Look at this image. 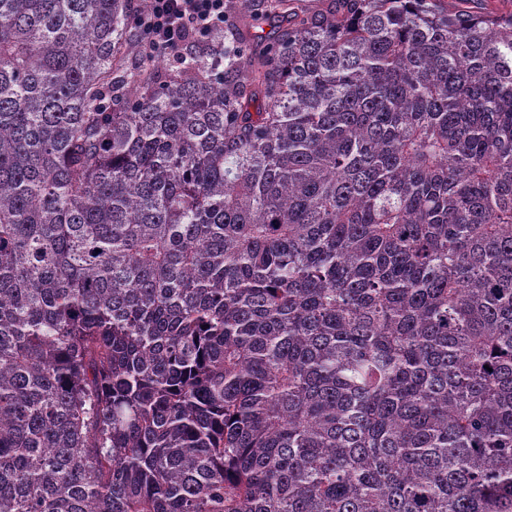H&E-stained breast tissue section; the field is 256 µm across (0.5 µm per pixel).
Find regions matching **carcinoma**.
<instances>
[{"label": "carcinoma", "instance_id": "1", "mask_svg": "<svg viewBox=\"0 0 512 512\" xmlns=\"http://www.w3.org/2000/svg\"><path fill=\"white\" fill-rule=\"evenodd\" d=\"M127 2L0 0V512H512V0ZM142 16L143 33L154 44L165 48L185 46L195 29L207 30L224 23V0H152Z\"/></svg>", "mask_w": 512, "mask_h": 512}]
</instances>
